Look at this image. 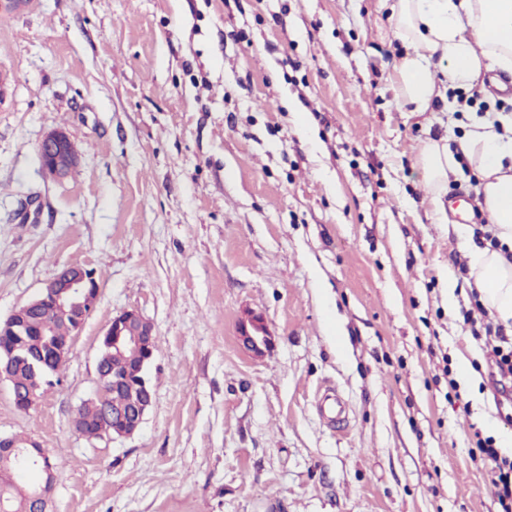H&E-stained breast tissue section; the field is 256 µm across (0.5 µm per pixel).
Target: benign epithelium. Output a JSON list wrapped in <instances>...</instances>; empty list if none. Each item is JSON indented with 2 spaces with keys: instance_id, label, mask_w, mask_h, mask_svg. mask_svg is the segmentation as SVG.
Listing matches in <instances>:
<instances>
[{
  "instance_id": "obj_1",
  "label": "benign epithelium",
  "mask_w": 512,
  "mask_h": 512,
  "mask_svg": "<svg viewBox=\"0 0 512 512\" xmlns=\"http://www.w3.org/2000/svg\"><path fill=\"white\" fill-rule=\"evenodd\" d=\"M71 138L59 128L47 132L38 145L41 167L52 178H63L77 164V156L70 154ZM100 284L96 272L82 265H67L48 281L39 293L17 306L8 318L0 321V381L11 380V364L16 358L28 354L31 344L26 313L35 306L62 312L73 322V333H78L86 319L93 312L98 301ZM153 327L136 310H126L112 318L102 338L101 351L123 353L129 351L141 362L136 382L147 387L146 369L154 349L151 344ZM244 345L254 353H263L272 345L263 326L255 324L252 331H242ZM146 416V406L141 405L132 414L117 415L120 437L135 433ZM48 454L39 442L29 436L0 437V460H14L25 469L41 474V480L34 484L31 497L37 510L45 509L53 488V466L47 461Z\"/></svg>"
}]
</instances>
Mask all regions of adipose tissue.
Listing matches in <instances>:
<instances>
[{
    "instance_id": "adipose-tissue-1",
    "label": "adipose tissue",
    "mask_w": 512,
    "mask_h": 512,
    "mask_svg": "<svg viewBox=\"0 0 512 512\" xmlns=\"http://www.w3.org/2000/svg\"><path fill=\"white\" fill-rule=\"evenodd\" d=\"M406 46L397 66L396 93L403 105L426 112L445 100L449 86L484 92L483 73L512 72V0H382ZM465 152L478 171L477 203L501 240L512 242V119L476 122ZM418 166L432 190L435 214L452 173L447 145L424 144ZM474 285L487 308L512 321V258L484 249L474 256Z\"/></svg>"
}]
</instances>
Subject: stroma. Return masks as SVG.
<instances>
[{"mask_svg":"<svg viewBox=\"0 0 512 512\" xmlns=\"http://www.w3.org/2000/svg\"><path fill=\"white\" fill-rule=\"evenodd\" d=\"M405 50L379 0L0 7V319L63 266L101 284L59 384L22 412L0 382V436L55 463L46 512H497L469 450L511 455L512 425L461 327L459 269L491 226L473 169L436 223L416 158L497 121L512 76L485 112L454 94L411 112ZM54 128L78 154L58 180L38 157ZM130 309L153 325V404L132 437L90 440L75 410ZM252 331H242L241 337L244 345L254 353H264L272 345L271 336H268L263 326L252 324Z\"/></svg>","mask_w":512,"mask_h":512,"instance_id":"stroma-1","label":"stroma"}]
</instances>
